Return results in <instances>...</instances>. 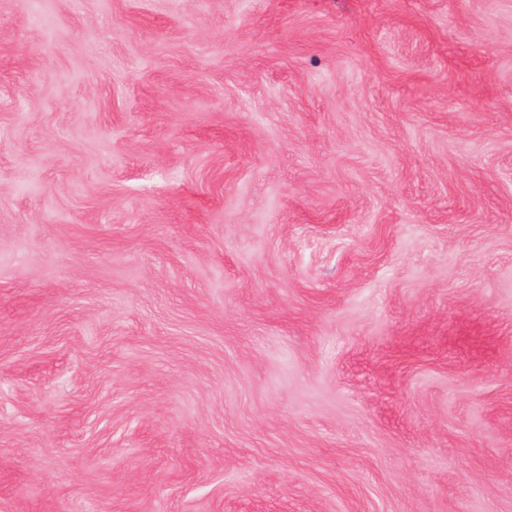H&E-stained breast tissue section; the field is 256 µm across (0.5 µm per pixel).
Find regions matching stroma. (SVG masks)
I'll return each mask as SVG.
<instances>
[{
    "label": "stroma",
    "mask_w": 512,
    "mask_h": 512,
    "mask_svg": "<svg viewBox=\"0 0 512 512\" xmlns=\"http://www.w3.org/2000/svg\"><path fill=\"white\" fill-rule=\"evenodd\" d=\"M0 512H512V0H0Z\"/></svg>",
    "instance_id": "1"
}]
</instances>
